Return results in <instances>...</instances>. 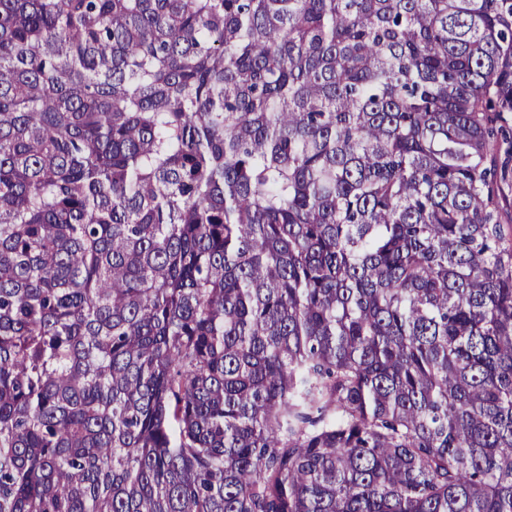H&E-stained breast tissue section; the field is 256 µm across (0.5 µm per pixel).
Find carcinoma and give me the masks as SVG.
<instances>
[{
    "label": "carcinoma",
    "mask_w": 512,
    "mask_h": 512,
    "mask_svg": "<svg viewBox=\"0 0 512 512\" xmlns=\"http://www.w3.org/2000/svg\"><path fill=\"white\" fill-rule=\"evenodd\" d=\"M512 0H0V512H512Z\"/></svg>",
    "instance_id": "cac0c4a2"
}]
</instances>
